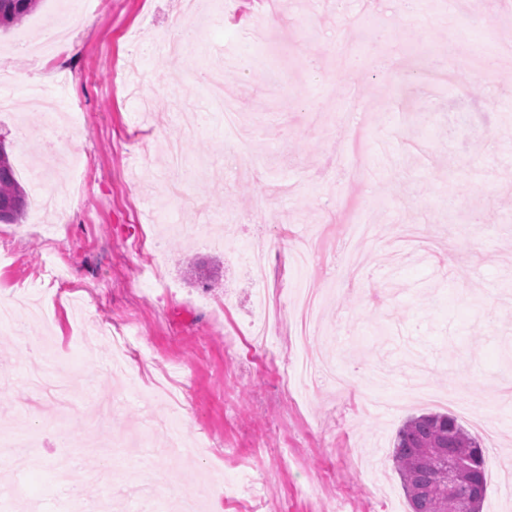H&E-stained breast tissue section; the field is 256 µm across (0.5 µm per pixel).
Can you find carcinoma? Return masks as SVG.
Wrapping results in <instances>:
<instances>
[{"label": "carcinoma", "mask_w": 512, "mask_h": 512, "mask_svg": "<svg viewBox=\"0 0 512 512\" xmlns=\"http://www.w3.org/2000/svg\"><path fill=\"white\" fill-rule=\"evenodd\" d=\"M39 0H0V30L20 24ZM28 206L27 194L16 178L6 145L0 143V223L18 224ZM473 448L476 457L468 474L471 487H485V454L478 439L446 413H427L408 419L393 442V461L409 512H482L484 497L469 504L448 497L445 476L448 449Z\"/></svg>", "instance_id": "cac0c4a2"}]
</instances>
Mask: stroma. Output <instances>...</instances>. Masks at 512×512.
I'll return each instance as SVG.
<instances>
[{"label":"stroma","mask_w":512,"mask_h":512,"mask_svg":"<svg viewBox=\"0 0 512 512\" xmlns=\"http://www.w3.org/2000/svg\"><path fill=\"white\" fill-rule=\"evenodd\" d=\"M187 0H88L77 28L40 66L37 46L67 0H40L0 32V139L15 169L43 157L47 112L72 128L56 154L68 180L21 177L29 197L56 192L54 210L0 223V297L47 306L50 320L0 323V427L27 430L32 463L23 496L0 512H95L116 497L124 512H170L206 492L223 512H408L393 468L408 417L448 413L486 448L482 512H512V55L470 84L472 45L512 42L503 0H274L286 18L269 41L251 37L258 0H203V40L174 52L165 36ZM458 45L449 83H397L423 59L442 64ZM226 69L224 95L257 154L242 170L210 100L203 71ZM281 73L272 82L271 70ZM378 226L357 249L360 274L337 281L346 229ZM313 262L297 267L294 241ZM267 256L265 279L249 272ZM58 257L75 295L42 285ZM324 297L310 359L349 379L338 393L303 388L294 364L292 300ZM141 351L115 372L112 329ZM53 347L74 388L59 422L52 400L26 386ZM173 418L209 456L173 453L150 437L151 466L115 449L103 484L94 437ZM77 462L56 476L59 429Z\"/></svg>","instance_id":"35a3bbf8"}]
</instances>
